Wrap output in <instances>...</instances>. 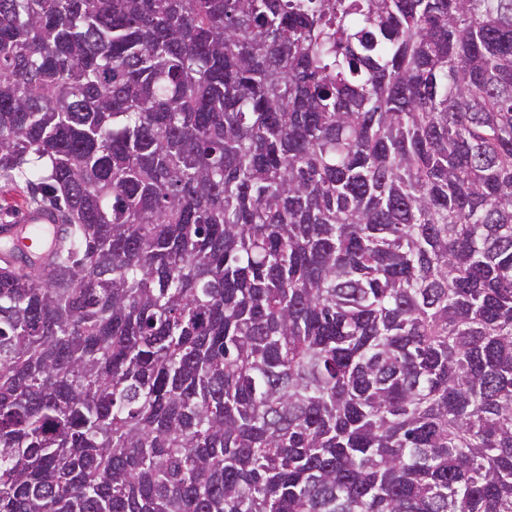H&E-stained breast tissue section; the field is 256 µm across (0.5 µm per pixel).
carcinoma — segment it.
Returning <instances> with one entry per match:
<instances>
[{
  "instance_id": "obj_1",
  "label": "carcinoma",
  "mask_w": 512,
  "mask_h": 512,
  "mask_svg": "<svg viewBox=\"0 0 512 512\" xmlns=\"http://www.w3.org/2000/svg\"><path fill=\"white\" fill-rule=\"evenodd\" d=\"M0 512H512V0H0ZM46 224H52L53 237H58L57 225H54L55 221L51 215L39 210L29 209L24 214L22 224H14L11 228L4 227L1 236L14 238L17 243L21 244L22 249L26 251L28 250L27 247L31 245L29 236H26L28 229L37 228L44 230L47 226Z\"/></svg>"
}]
</instances>
